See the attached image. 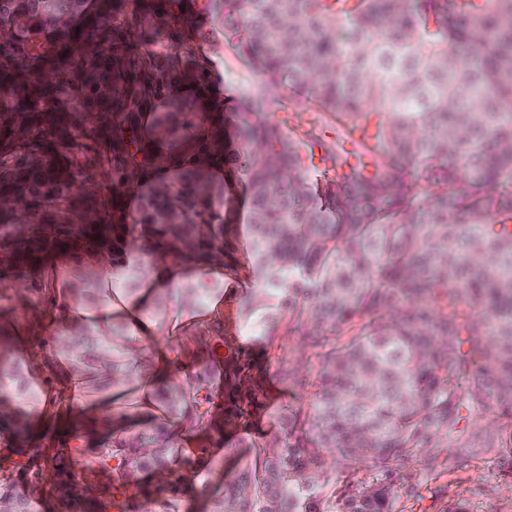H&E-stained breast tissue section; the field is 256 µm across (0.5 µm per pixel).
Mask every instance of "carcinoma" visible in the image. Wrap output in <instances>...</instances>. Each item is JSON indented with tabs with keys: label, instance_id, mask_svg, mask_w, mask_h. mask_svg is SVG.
Wrapping results in <instances>:
<instances>
[{
	"label": "carcinoma",
	"instance_id": "obj_1",
	"mask_svg": "<svg viewBox=\"0 0 512 512\" xmlns=\"http://www.w3.org/2000/svg\"><path fill=\"white\" fill-rule=\"evenodd\" d=\"M224 44L267 77L266 94L345 125L354 152L286 135L252 96L206 126L175 96L199 75L176 56L130 52L141 16L124 0H0V265L60 246H112L238 268L231 190L248 200L252 334L296 340L280 378L305 391L281 430L240 464L213 512H397L410 463L446 447L469 401L512 418V0H212ZM170 90L161 110L153 100ZM151 122L145 123V113ZM186 144L176 175L142 192L159 162L154 133ZM355 162H350V159ZM224 170V182L206 176ZM112 175V198L102 179ZM138 193L126 223L119 199ZM215 287L181 289L203 309ZM126 328L87 347L122 370ZM176 359L200 368L165 381L162 405L206 430L208 364L223 366L224 428L256 409L262 376L222 335L190 336ZM23 395L0 415L29 429ZM173 438L142 433L95 461L116 491L147 469L172 474ZM116 465L109 466L110 461ZM36 477L59 473L35 449ZM367 462L355 486L344 474ZM0 498L35 512L13 486Z\"/></svg>",
	"mask_w": 512,
	"mask_h": 512
}]
</instances>
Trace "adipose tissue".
Returning a JSON list of instances; mask_svg holds the SVG:
<instances>
[{"label": "adipose tissue", "instance_id": "ef3b65f1", "mask_svg": "<svg viewBox=\"0 0 512 512\" xmlns=\"http://www.w3.org/2000/svg\"><path fill=\"white\" fill-rule=\"evenodd\" d=\"M140 261L141 256L136 251L116 264L104 250L85 255L81 263L65 270L67 287H56L50 292L48 314L55 330V352L60 367L57 394L72 410L68 418L71 428L99 434L126 427L130 422L126 416L111 418L110 413L116 407L111 397L89 398L86 373L78 362L87 344L111 339L115 318L126 321L128 344L135 352L146 353L148 359L135 393L136 412L155 416L159 409L153 388L170 374L173 363L168 337L193 334L224 313V299L220 296L211 298L205 310L195 313L188 312L174 300L170 303L167 324H160L151 307L161 289H176L205 277L220 280L225 269L219 263L161 264L143 277L137 294L131 295L123 284L130 269ZM79 282L96 289L97 298L84 301L74 298L70 287Z\"/></svg>", "mask_w": 512, "mask_h": 512}]
</instances>
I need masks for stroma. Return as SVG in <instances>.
I'll list each match as a JSON object with an SVG mask.
<instances>
[{"label": "stroma", "mask_w": 512, "mask_h": 512, "mask_svg": "<svg viewBox=\"0 0 512 512\" xmlns=\"http://www.w3.org/2000/svg\"><path fill=\"white\" fill-rule=\"evenodd\" d=\"M192 10L194 20L168 28L145 23L133 42L134 51L159 56L179 50L202 73L214 102H227L237 90H246L256 95L264 115L280 123L285 132L300 137L311 130L318 141L335 140L340 125L334 116L314 109L302 111L291 102L279 103L262 94L261 77L225 46L208 0H195ZM72 262V256L61 254L51 257L43 267L31 270L0 267V326L11 324L21 330L32 321H43L44 327L34 342L44 351H51L55 331L48 324L46 313L51 277L54 269ZM239 286V291L224 293L223 333L234 338L239 351L263 372L258 394L261 406L241 429L251 441L260 442L278 430L283 409L296 404L299 393L279 383L278 360L282 355L279 346L254 342L240 334L236 314L240 292L248 288V280L240 279ZM15 287L25 289V307H15L11 300V290ZM67 415V408L62 406L57 407L52 421L46 423L41 422L39 415H32L29 435L20 440L12 437L8 420L0 418V452L8 447L24 450L14 467L0 470V482L34 489L39 512H93V509L88 505L79 509L62 508L63 488L53 483L37 484L33 470L27 465L26 452L36 448L61 450L60 466L67 476L96 488L102 485L100 476L91 472L89 465L102 449L111 447L112 437L69 434L64 427ZM237 436L220 428L204 435L186 431L184 438L175 442L179 450L178 468L180 472L197 475L195 486L173 495L169 490L159 489L149 473L138 474L125 499V512H158L161 500L169 497L176 498L179 512H211L215 501L224 493L225 471L236 465L242 453ZM502 441L496 413L473 406L466 420L460 422L458 432L449 437L447 447L435 449L426 461L413 464L420 484L416 496L401 497L404 512H444L449 500L457 498L468 501L472 512H512V500L503 495L505 486L512 484V458L503 456Z\"/></svg>", "instance_id": "1"}]
</instances>
